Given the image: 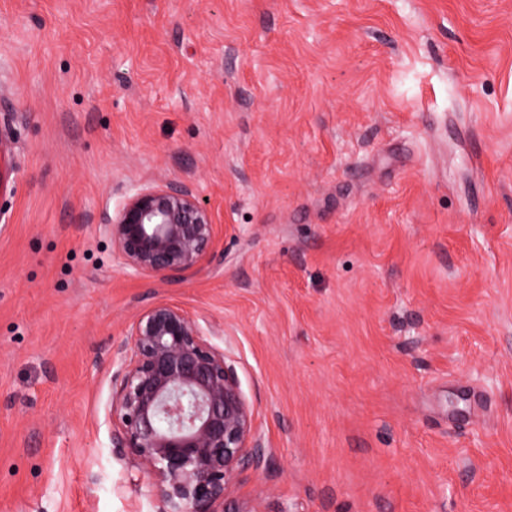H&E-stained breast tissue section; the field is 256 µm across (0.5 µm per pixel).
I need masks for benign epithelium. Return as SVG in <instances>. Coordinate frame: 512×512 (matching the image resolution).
<instances>
[{"mask_svg": "<svg viewBox=\"0 0 512 512\" xmlns=\"http://www.w3.org/2000/svg\"><path fill=\"white\" fill-rule=\"evenodd\" d=\"M99 231L120 266L141 278L178 282L215 258L213 213L176 179L132 188ZM209 335L164 300L132 317L113 354L112 447L159 487L167 512H257L231 496L239 473L262 463L264 447L237 372Z\"/></svg>", "mask_w": 512, "mask_h": 512, "instance_id": "benign-epithelium-1", "label": "benign epithelium"}]
</instances>
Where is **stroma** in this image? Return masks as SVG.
Masks as SVG:
<instances>
[{
    "mask_svg": "<svg viewBox=\"0 0 512 512\" xmlns=\"http://www.w3.org/2000/svg\"><path fill=\"white\" fill-rule=\"evenodd\" d=\"M0 512H164L111 446L156 300L214 328L256 512H512V0H0ZM211 268L121 270L130 188ZM99 226L120 266L141 278L179 282L215 258L213 213L190 185L176 179L135 186L111 221Z\"/></svg>",
    "mask_w": 512,
    "mask_h": 512,
    "instance_id": "1",
    "label": "stroma"
}]
</instances>
